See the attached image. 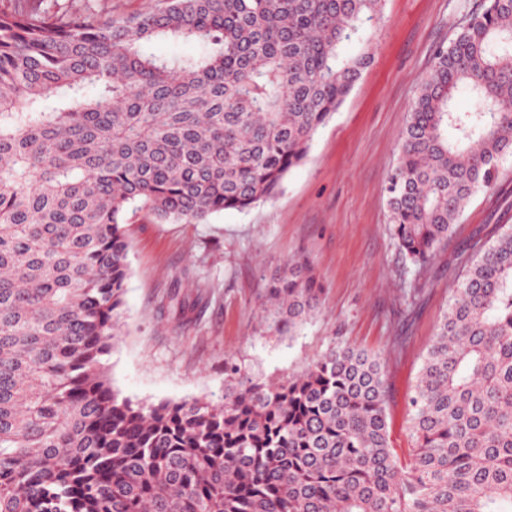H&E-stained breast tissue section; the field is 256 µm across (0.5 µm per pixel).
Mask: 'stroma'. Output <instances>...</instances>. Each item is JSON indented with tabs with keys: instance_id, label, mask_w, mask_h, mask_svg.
<instances>
[{
	"instance_id": "stroma-1",
	"label": "stroma",
	"mask_w": 512,
	"mask_h": 512,
	"mask_svg": "<svg viewBox=\"0 0 512 512\" xmlns=\"http://www.w3.org/2000/svg\"><path fill=\"white\" fill-rule=\"evenodd\" d=\"M482 0H385L373 60L280 192L205 224H155L129 214L123 326L108 375L121 396L215 401L224 365L282 382L337 343L378 353L390 441L409 461V402L473 244L512 222V158L477 193L456 233L424 269L392 238L385 187L419 83ZM312 265L324 294L298 335L270 332L260 307L290 258ZM421 292L415 310L407 293Z\"/></svg>"
}]
</instances>
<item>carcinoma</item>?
I'll return each instance as SVG.
<instances>
[{"mask_svg":"<svg viewBox=\"0 0 512 512\" xmlns=\"http://www.w3.org/2000/svg\"><path fill=\"white\" fill-rule=\"evenodd\" d=\"M0 5V512H512V224L455 288L391 448L382 358L335 345L281 383L224 369V401L134 402L104 358L130 276L127 212L206 224L275 195L371 61L384 0H152L106 16ZM155 41L198 44L159 56ZM489 107L458 112L462 91ZM512 157V0L435 56L387 204L415 266ZM308 263L268 288L293 335Z\"/></svg>","mask_w":512,"mask_h":512,"instance_id":"carcinoma-1","label":"carcinoma"}]
</instances>
